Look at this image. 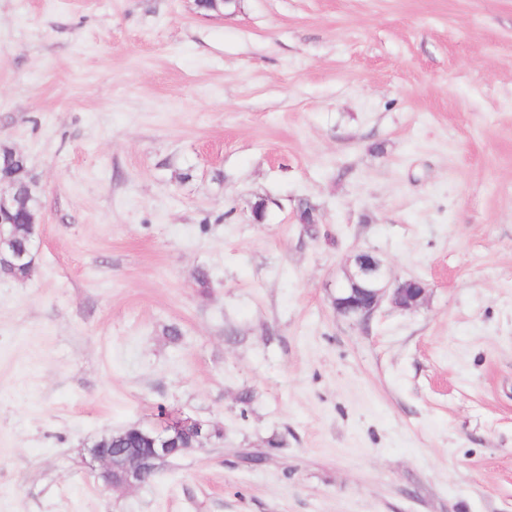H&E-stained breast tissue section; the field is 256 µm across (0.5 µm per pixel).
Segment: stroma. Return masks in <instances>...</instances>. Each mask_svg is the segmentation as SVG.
Here are the masks:
<instances>
[{
	"label": "stroma",
	"mask_w": 512,
	"mask_h": 512,
	"mask_svg": "<svg viewBox=\"0 0 512 512\" xmlns=\"http://www.w3.org/2000/svg\"><path fill=\"white\" fill-rule=\"evenodd\" d=\"M0 141V512H512V0H0ZM361 252L425 304L338 314ZM165 414L212 442L105 489ZM26 171H27V167L21 175L13 178L15 181L18 182L17 190L19 192V195L21 196V205L18 209L14 210L10 215V220L13 221V223H14L13 225H16V227L18 228V232H19V234L14 237V239L12 241V246L15 250L20 251V252L13 251L10 254H3L2 248H1L0 268L2 265H5V264L16 265V264L22 262L25 255L27 254L26 251L21 252V251L27 249V241L21 233L24 232L23 226L26 225L25 223L29 220L31 215L35 214V207L37 204V199L35 198V195L33 197H29V195L25 189V186L22 183L23 181L25 183H30V181L26 177Z\"/></svg>",
	"instance_id": "obj_1"
}]
</instances>
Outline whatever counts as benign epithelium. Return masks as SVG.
<instances>
[{"label": "benign epithelium", "mask_w": 512, "mask_h": 512, "mask_svg": "<svg viewBox=\"0 0 512 512\" xmlns=\"http://www.w3.org/2000/svg\"><path fill=\"white\" fill-rule=\"evenodd\" d=\"M351 287L340 288L333 305L340 314L357 321L369 320L383 302L400 312H413L423 305L428 286L419 279L390 282L386 279L382 263L371 253L357 255L354 270L349 273ZM152 442L148 448H91L89 453L100 463L97 478H106L109 489L139 486L147 482L150 472L167 461L174 453L177 437L187 430L199 435V448L210 442V431L204 422L181 416L150 426Z\"/></svg>", "instance_id": "1"}]
</instances>
